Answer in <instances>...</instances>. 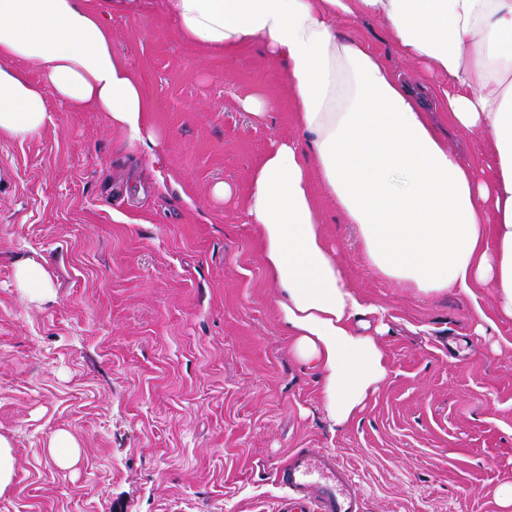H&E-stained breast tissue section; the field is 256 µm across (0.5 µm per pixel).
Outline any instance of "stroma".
Instances as JSON below:
<instances>
[{
  "instance_id": "obj_1",
  "label": "stroma",
  "mask_w": 512,
  "mask_h": 512,
  "mask_svg": "<svg viewBox=\"0 0 512 512\" xmlns=\"http://www.w3.org/2000/svg\"><path fill=\"white\" fill-rule=\"evenodd\" d=\"M112 45L154 104L160 162L107 113L53 116L0 137V436L16 461L0 512H277L274 471L295 448L336 455L362 512H503L512 482V319L493 289L423 296L379 276L357 225L319 196L348 279L383 308L390 375L347 426L294 355L278 288L244 210L250 172L299 137L282 65L258 45L215 53L181 40L164 0L107 10ZM353 34L403 76L378 21ZM268 104L263 119L245 96ZM234 189L213 198L216 182ZM23 259L51 277L33 303ZM68 432L77 462L59 467ZM49 455L61 467H70L78 459V448L73 438L66 432H58L49 444Z\"/></svg>"
}]
</instances>
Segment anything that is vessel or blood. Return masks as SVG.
I'll list each match as a JSON object with an SVG mask.
<instances>
[{"instance_id":"vessel-or-blood-1","label":"vessel or blood","mask_w":512,"mask_h":512,"mask_svg":"<svg viewBox=\"0 0 512 512\" xmlns=\"http://www.w3.org/2000/svg\"><path fill=\"white\" fill-rule=\"evenodd\" d=\"M275 479L288 490L279 512H361L350 473L333 455L295 449Z\"/></svg>"}]
</instances>
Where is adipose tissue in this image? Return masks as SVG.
<instances>
[{"mask_svg": "<svg viewBox=\"0 0 512 512\" xmlns=\"http://www.w3.org/2000/svg\"><path fill=\"white\" fill-rule=\"evenodd\" d=\"M179 36L210 51L262 44L283 64L307 143L276 141L245 200L279 317L297 358L317 370L329 419L350 422L389 374L376 308L354 289L323 234L315 189L357 225L380 276L431 295L493 289L512 318V0H166ZM382 20L397 54L445 77L457 128L487 135V166L450 150L417 89L360 40ZM41 73L33 83L16 61ZM55 97L108 113L130 145L156 151L143 79L112 46L89 0H0V134L52 121Z\"/></svg>", "mask_w": 512, "mask_h": 512, "instance_id": "1", "label": "adipose tissue"}]
</instances>
